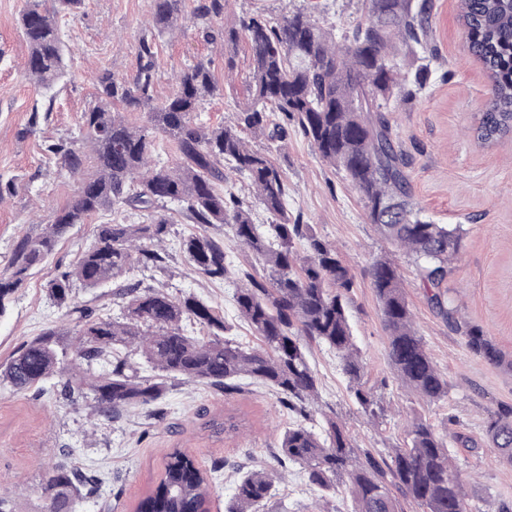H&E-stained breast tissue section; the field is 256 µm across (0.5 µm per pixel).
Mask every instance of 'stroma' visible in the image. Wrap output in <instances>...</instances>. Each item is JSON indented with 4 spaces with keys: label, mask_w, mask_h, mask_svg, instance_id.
I'll use <instances>...</instances> for the list:
<instances>
[{
    "label": "stroma",
    "mask_w": 512,
    "mask_h": 512,
    "mask_svg": "<svg viewBox=\"0 0 512 512\" xmlns=\"http://www.w3.org/2000/svg\"><path fill=\"white\" fill-rule=\"evenodd\" d=\"M431 2L432 41L438 50L431 78L415 99L390 101L388 118L408 157L406 173L423 216L464 230L447 296L460 320L479 326L493 341L503 363L472 351L466 336L437 314L413 260L369 223L343 173L326 164L296 128H289L281 148L270 152L287 177L289 216L312 225L355 277L350 322L364 380L384 414L376 420L365 415L335 355L311 343L307 354L319 380V410L338 413L353 444L377 457L409 445L411 420L426 421L448 437V453L465 481L469 502L480 507L492 499L512 512V461L491 448L486 436L490 418L512 407V140L482 149L468 137L466 129L481 112L489 84L467 52L457 0ZM197 3L182 0L179 26L155 38L154 102L162 104L173 95L175 75L203 61L224 93L205 99L198 118L231 126L249 101L250 50L243 39L232 45L207 42L193 25ZM152 5V0H85L77 17L64 18L67 73L51 98L36 91L26 75L28 47L19 28L26 0H0V179L17 187L0 201V269L22 237L39 234L53 210L77 193L78 180L61 170L45 147L61 138H80L81 116L94 101L93 79L100 69L133 79ZM302 5L303 0H228L215 27H238L240 19L259 12L276 20ZM48 103L53 106L49 112L44 109ZM115 218V213L101 212L72 227L49 260L17 289L0 314V364L44 328L71 327V318L48 299L47 283L93 243L96 225ZM379 257L392 259L401 273L417 334L448 381L444 401H422L391 365L388 332L367 275ZM141 278L175 295H196L233 323L237 341L259 346L258 336L237 318L232 285L198 277L180 253L170 252L162 268ZM62 383L55 377L42 390H0V494L13 500L16 512H37L43 476L63 461L99 480L97 495L83 503L82 512H133L137 499L159 478L163 454L172 446L185 448L210 471V512H224L244 472L267 466L280 474L269 512L282 507L315 512L317 494L304 484L300 467L276 461L280 437L293 418L273 389L247 382L242 392L227 395L178 379L158 403L106 419L87 403L70 406L56 397L54 389ZM232 409L246 415L243 436L228 440L205 430L209 418Z\"/></svg>",
    "instance_id": "stroma-1"
}]
</instances>
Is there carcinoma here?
Listing matches in <instances>:
<instances>
[{
	"instance_id": "1",
	"label": "carcinoma",
	"mask_w": 512,
	"mask_h": 512,
	"mask_svg": "<svg viewBox=\"0 0 512 512\" xmlns=\"http://www.w3.org/2000/svg\"><path fill=\"white\" fill-rule=\"evenodd\" d=\"M83 0H56L54 16L27 0L21 28L29 48L26 74L42 88L65 74V52L59 18L75 17ZM182 0H153V29L161 34L176 25ZM226 0H201L196 24L204 36L235 42L247 40L252 71L250 102L237 113L236 127H213L194 120L200 102L220 93L209 65L198 62L180 76L175 93L152 106L154 42H139L140 68L126 81L105 68L94 77L95 104L82 115L78 140H59L45 147L70 174L94 171L83 178L67 205L55 211L37 237L17 242L0 273V314L10 297L76 224L105 210L147 212L149 224H99L94 244L72 266L47 284L50 301L79 314L71 330L45 328L22 344L0 367V385L24 390L67 374L65 398L91 399L95 412L116 417L132 406L160 401L168 381L181 377L232 394L250 380L276 390L280 402L308 420L318 399L317 378L306 356L315 342L336 353L342 371L353 382L361 409L377 417L378 402L361 382L363 364L347 316L354 276L337 252L309 224L288 218V182L270 153L288 136L287 124L298 125L320 158L343 171L359 194L367 219L392 244L406 250L417 265L436 312L467 337L469 347L497 364L500 351L476 325L460 322L441 291L451 264L463 247L459 225L426 219L413 202L407 159L392 138L384 115L389 101L405 100L421 90L436 57L429 42L431 0H363V19L341 41L321 28L312 15L298 10L276 21L253 14L240 29L218 33L213 20L224 14ZM468 51L481 65L490 95L471 136L480 147L512 139V0H458ZM404 48L410 60L401 73L396 56ZM148 110L149 125L127 124L115 107ZM167 135L179 161L159 165L152 159L153 133ZM262 134L266 151L253 149L241 136ZM244 175L255 187L265 211L273 217L258 224L253 212L230 190H220L224 167ZM176 205L193 224H226L234 239L263 261L265 275L239 274L226 262L224 245L210 236L189 233L176 247L193 271L209 281L235 284L239 318L262 342L249 348L229 336L230 323L193 294L174 296L143 281L118 286L120 314L93 315L73 302V289L101 288L163 262L160 248L170 234L162 211ZM383 320L389 331L388 355L401 381L427 403L448 397V381L439 373L411 325L396 265L375 260L369 270ZM208 330L194 336L184 322ZM140 354L156 372L140 379L120 349ZM215 434L232 435L240 425L234 416L211 420ZM493 448L512 457V408L493 417L486 429ZM411 443L393 448L379 461L360 458L336 418L324 416L321 431L302 423L285 430L281 456L298 465L320 495L318 512H336L330 497L344 481L353 512H403L401 501L422 512H472L461 473L448 455L443 435L422 420L410 430ZM276 472L251 470L236 483L224 512H253L275 496ZM210 477L181 448L163 458V472L139 500L135 512H200L209 503ZM97 478L62 462L41 482L39 512H76L92 495ZM401 497H396L392 489Z\"/></svg>"
}]
</instances>
